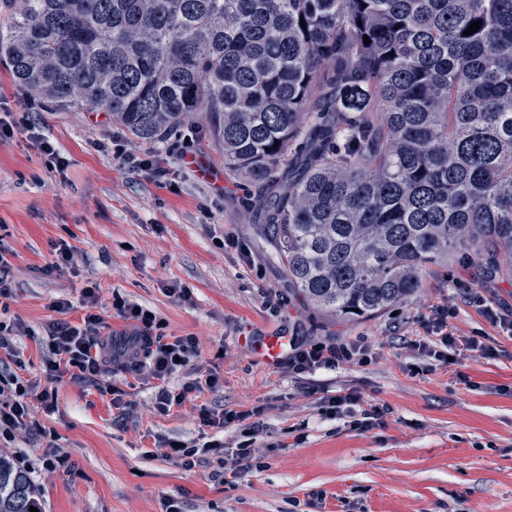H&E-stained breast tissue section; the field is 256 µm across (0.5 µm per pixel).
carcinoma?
I'll use <instances>...</instances> for the list:
<instances>
[{
  "mask_svg": "<svg viewBox=\"0 0 512 512\" xmlns=\"http://www.w3.org/2000/svg\"><path fill=\"white\" fill-rule=\"evenodd\" d=\"M9 2L31 95L146 142L210 117L313 307L375 316L457 251L512 265V0ZM32 507L0 451V512Z\"/></svg>",
  "mask_w": 512,
  "mask_h": 512,
  "instance_id": "cac0c4a2",
  "label": "carcinoma"
}]
</instances>
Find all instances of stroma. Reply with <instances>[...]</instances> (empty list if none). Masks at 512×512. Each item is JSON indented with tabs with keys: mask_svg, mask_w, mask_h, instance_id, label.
Masks as SVG:
<instances>
[{
	"mask_svg": "<svg viewBox=\"0 0 512 512\" xmlns=\"http://www.w3.org/2000/svg\"><path fill=\"white\" fill-rule=\"evenodd\" d=\"M0 68V111L14 133L0 142V245L12 296L6 315L36 330L18 341L25 379L42 381L41 363L56 319L51 304L70 299L66 319L81 323V290L98 283V305L112 332L127 323L115 297L142 305L166 333L196 337L177 386L218 374L217 390L189 394L163 413L155 380L112 372L107 391L69 378L57 385L54 413L34 408L35 427L8 450L27 460L43 512H512V332L485 307L512 309V274L487 278L476 255L449 254L427 265L417 294L365 320H342L307 305L288 286L283 265L241 178L198 113L161 142L135 138L109 114L37 104ZM38 124L67 160L51 170L28 128ZM118 140L167 174L155 178L110 150ZM226 247H219V240ZM73 250L53 274V245ZM187 288L169 297L163 283ZM448 306L460 345L442 349L430 320ZM296 344L363 346L365 361L295 373L287 360L263 363L257 348L273 330ZM474 339L486 353L467 350ZM356 392V404L327 411L328 398ZM250 412L221 428L202 426L200 408ZM251 444L259 467L213 477L215 462L187 469L164 455L170 442ZM64 458L42 466L48 442Z\"/></svg>",
	"mask_w": 512,
	"mask_h": 512,
	"instance_id": "35a3bbf8",
	"label": "stroma"
}]
</instances>
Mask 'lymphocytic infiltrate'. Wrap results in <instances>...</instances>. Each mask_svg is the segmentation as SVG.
<instances>
[{
  "label": "lymphocytic infiltrate",
  "instance_id": "obj_1",
  "mask_svg": "<svg viewBox=\"0 0 512 512\" xmlns=\"http://www.w3.org/2000/svg\"><path fill=\"white\" fill-rule=\"evenodd\" d=\"M82 295L86 313L78 325L64 319L65 313L72 308L71 301L60 298L51 305L54 312L60 313L61 319L52 323L51 341L42 353L47 380L42 387L14 371L15 366L22 363L14 339L28 335V328L14 319H0V442H13L17 434L30 428L33 403H40L45 412H54L57 407L55 384L66 377L93 382L113 368L138 378L160 381L155 403L162 412L182 404L190 393L219 386L218 376L210 374L202 380L185 382L176 392L164 387V380L186 366L196 353L195 337L164 334L163 321L148 315L141 305L118 297L113 305L133 330L121 339H109L107 325L96 310V285L85 286ZM363 358V349L355 345L298 346L290 358V366L295 373L301 374ZM168 449L169 457L187 468L194 467L199 457L213 456L217 464L216 474L220 477L237 474L250 467L253 460L250 448L243 447L229 455L224 451L223 442L217 440L199 446L172 442Z\"/></svg>",
  "mask_w": 512,
  "mask_h": 512
}]
</instances>
